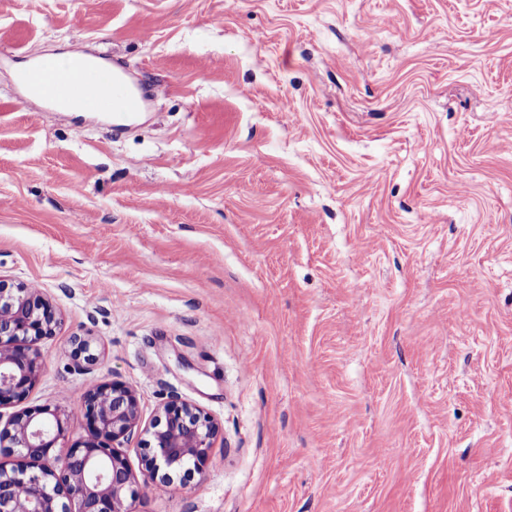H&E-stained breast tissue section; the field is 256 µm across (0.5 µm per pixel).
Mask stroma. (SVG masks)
I'll list each match as a JSON object with an SVG mask.
<instances>
[{
	"label": "stroma",
	"instance_id": "stroma-1",
	"mask_svg": "<svg viewBox=\"0 0 512 512\" xmlns=\"http://www.w3.org/2000/svg\"><path fill=\"white\" fill-rule=\"evenodd\" d=\"M77 49L123 128L25 94ZM0 279L61 317L0 416L218 423L133 512H512V0H0Z\"/></svg>",
	"mask_w": 512,
	"mask_h": 512
}]
</instances>
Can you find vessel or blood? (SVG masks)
<instances>
[{
  "label": "vessel or blood",
  "mask_w": 512,
  "mask_h": 512,
  "mask_svg": "<svg viewBox=\"0 0 512 512\" xmlns=\"http://www.w3.org/2000/svg\"><path fill=\"white\" fill-rule=\"evenodd\" d=\"M31 99L50 105L66 101H93L103 111L122 114L139 111L142 95L120 71L102 70L95 57L76 51L68 68L59 70L50 63L37 62L20 76Z\"/></svg>",
  "instance_id": "1"
}]
</instances>
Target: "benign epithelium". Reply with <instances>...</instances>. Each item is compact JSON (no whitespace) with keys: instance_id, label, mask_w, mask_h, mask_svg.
Wrapping results in <instances>:
<instances>
[{"instance_id":"7a95c632","label":"benign epithelium","mask_w":512,"mask_h":512,"mask_svg":"<svg viewBox=\"0 0 512 512\" xmlns=\"http://www.w3.org/2000/svg\"><path fill=\"white\" fill-rule=\"evenodd\" d=\"M59 316L35 288L0 279V408L25 399L42 367L36 343L55 334ZM75 355L95 361L92 339L71 337ZM85 434L68 446L60 417L48 408L16 414L0 429V452L29 459L7 468L0 462V512H132L138 491L182 471L200 470L219 426L173 394L147 425L136 394L120 382L103 383L83 397ZM142 436V483L121 452Z\"/></svg>"}]
</instances>
